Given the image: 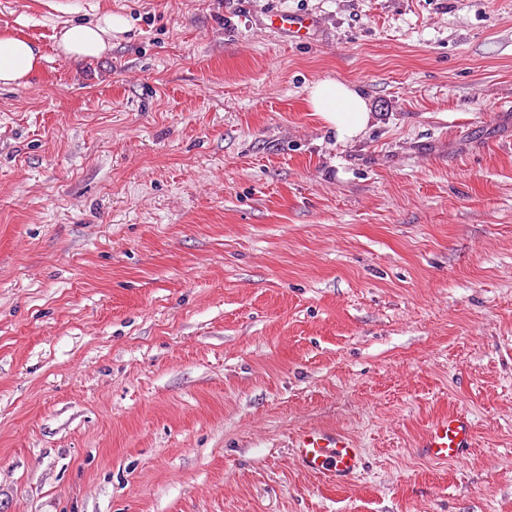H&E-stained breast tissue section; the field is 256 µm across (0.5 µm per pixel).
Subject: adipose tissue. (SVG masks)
Wrapping results in <instances>:
<instances>
[{"instance_id":"ef3b65f1","label":"adipose tissue","mask_w":512,"mask_h":512,"mask_svg":"<svg viewBox=\"0 0 512 512\" xmlns=\"http://www.w3.org/2000/svg\"><path fill=\"white\" fill-rule=\"evenodd\" d=\"M126 20L107 14L97 20L65 28L58 41L59 51L76 62L100 58L112 49V36L125 32ZM42 56L31 41L18 37L0 38V84H25L38 69ZM308 103L337 141L348 142L363 135L372 114L363 93L354 84L325 79L310 85Z\"/></svg>"}]
</instances>
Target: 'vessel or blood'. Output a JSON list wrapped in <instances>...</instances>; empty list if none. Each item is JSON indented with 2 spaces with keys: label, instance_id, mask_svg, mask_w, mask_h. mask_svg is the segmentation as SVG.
Listing matches in <instances>:
<instances>
[{
  "label": "vessel or blood",
  "instance_id": "obj_1",
  "mask_svg": "<svg viewBox=\"0 0 512 512\" xmlns=\"http://www.w3.org/2000/svg\"><path fill=\"white\" fill-rule=\"evenodd\" d=\"M319 25L316 16L285 11L271 14L266 22L267 29L286 34L297 42L312 39ZM474 434V423L468 414L451 410L427 424L418 443L419 452L435 463L458 462L470 454ZM293 450L305 471L339 487L355 481L363 468L362 449L347 434L336 430H300L293 440Z\"/></svg>",
  "mask_w": 512,
  "mask_h": 512
}]
</instances>
